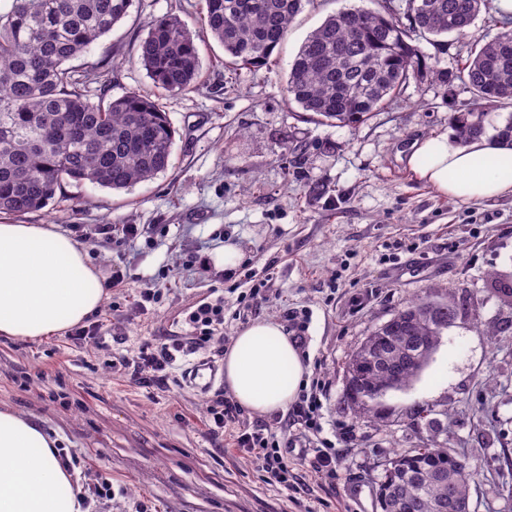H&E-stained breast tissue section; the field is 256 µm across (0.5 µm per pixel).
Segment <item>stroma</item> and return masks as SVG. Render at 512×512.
I'll use <instances>...</instances> for the list:
<instances>
[{"label": "stroma", "instance_id": "obj_1", "mask_svg": "<svg viewBox=\"0 0 512 512\" xmlns=\"http://www.w3.org/2000/svg\"><path fill=\"white\" fill-rule=\"evenodd\" d=\"M374 0H306L268 65L240 68L208 39L204 0H135L99 46L73 59L95 67L112 57V97L158 95L175 143L168 170L128 191L90 183L66 186L44 210L20 216L66 235L74 225H111L83 247L102 277L121 270L91 319L102 329L79 340L63 331L40 339L0 336V409L39 420L70 460L86 512H381L379 466L395 452L432 443L480 464L474 512H512V307L490 274L512 282V195L462 203L418 180L409 167L414 140L454 131L453 116L474 107L469 89L431 78L430 67L455 69L471 37L419 41L427 70L354 126L329 125L289 101L288 64L310 31L344 8ZM185 21L201 43L196 89L157 94L139 63L150 18ZM325 183L326 194L309 191ZM126 224L144 227L134 241ZM244 258L234 272L221 261L225 241ZM207 268L196 265L197 257ZM261 286L262 297L250 290ZM150 301H143L144 291ZM454 296L464 305L445 330L420 378L387 393L386 425L347 409V361L365 336L412 299ZM224 299V331L209 348L177 355L166 388L139 384L124 362L153 340H189V314ZM309 315L310 376L324 384L323 436L331 440L336 477L311 476L299 461L305 433L278 431L299 482H268L230 434L211 433V408L223 381L193 387L192 365L223 366L221 350L237 332L286 310ZM418 400L440 407L426 427L403 409ZM350 431L339 437L340 428ZM112 494L99 498L101 482Z\"/></svg>", "mask_w": 512, "mask_h": 512}]
</instances>
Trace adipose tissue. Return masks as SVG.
Instances as JSON below:
<instances>
[{
	"instance_id": "ef3b65f1",
	"label": "adipose tissue",
	"mask_w": 512,
	"mask_h": 512,
	"mask_svg": "<svg viewBox=\"0 0 512 512\" xmlns=\"http://www.w3.org/2000/svg\"><path fill=\"white\" fill-rule=\"evenodd\" d=\"M420 181L461 202L512 194V143L482 136L459 145L447 135L412 144ZM102 278L82 246L42 224L0 222V335L37 338L96 312ZM308 367L284 326L265 319L242 328L224 352V382L257 415L285 411ZM0 512H85L57 442L44 427L0 409Z\"/></svg>"
}]
</instances>
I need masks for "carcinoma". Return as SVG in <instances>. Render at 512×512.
Masks as SVG:
<instances>
[{"instance_id":"1","label":"carcinoma","mask_w":512,"mask_h":512,"mask_svg":"<svg viewBox=\"0 0 512 512\" xmlns=\"http://www.w3.org/2000/svg\"><path fill=\"white\" fill-rule=\"evenodd\" d=\"M0 11V214L40 212L65 184L89 182L125 191L167 171L175 129L159 100L128 92L109 95L112 69L101 64L71 70L64 64L128 16L134 0H10ZM305 0H205L203 26L238 66L260 67L287 38ZM483 0H400L375 9L349 8L327 16L303 41L289 64L288 99L330 124L353 125L379 111L425 66L416 39L427 34H470ZM139 59L154 86L167 93L193 89L200 49L174 15L149 22ZM444 84L463 81L476 103L512 101V31L485 43L474 40L455 71L431 69ZM461 140L482 135L481 112L453 117ZM418 298L375 327L350 356L361 364V386L382 388L398 371L410 387L425 365L424 339L448 329L460 312L453 297L434 302L430 315ZM348 406L389 418L379 403ZM432 402L417 401L403 415L420 425ZM471 481L439 444L413 448L385 463L379 476L381 512H444L448 493L470 497Z\"/></svg>"}]
</instances>
